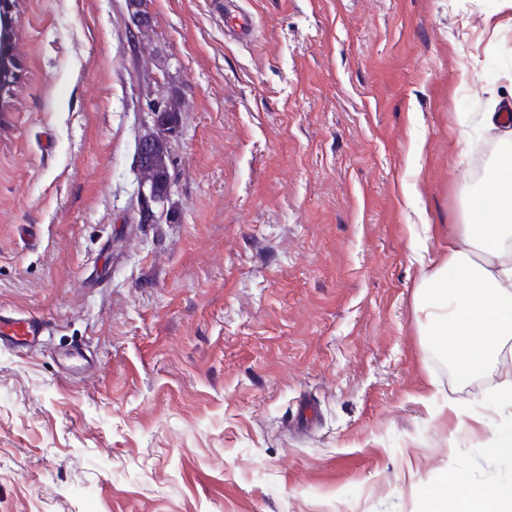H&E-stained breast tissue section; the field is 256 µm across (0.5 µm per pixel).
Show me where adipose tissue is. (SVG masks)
<instances>
[{
	"instance_id": "obj_1",
	"label": "adipose tissue",
	"mask_w": 512,
	"mask_h": 512,
	"mask_svg": "<svg viewBox=\"0 0 512 512\" xmlns=\"http://www.w3.org/2000/svg\"><path fill=\"white\" fill-rule=\"evenodd\" d=\"M482 190L491 213H476L448 239V254L424 271L416 313L428 344L462 382L498 370L497 391L512 407V161L488 168ZM419 512H512V480L478 488L465 478L452 494L423 495Z\"/></svg>"
}]
</instances>
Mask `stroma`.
I'll use <instances>...</instances> for the list:
<instances>
[{"label": "stroma", "instance_id": "obj_1", "mask_svg": "<svg viewBox=\"0 0 512 512\" xmlns=\"http://www.w3.org/2000/svg\"><path fill=\"white\" fill-rule=\"evenodd\" d=\"M20 0L0 112V512H416L512 476L416 320L512 105V0ZM182 102L169 218L138 221L148 103ZM231 3L234 1L227 2L224 6V29H232L240 38L250 39L255 30L252 17L240 6L233 5L234 8H228ZM508 112H484L481 117V122L485 129L497 130L500 142L509 147L511 155L512 147V120L507 119ZM44 329L45 323L40 318L0 313V342H5L10 348L23 350L33 347Z\"/></svg>", "mask_w": 512, "mask_h": 512}]
</instances>
